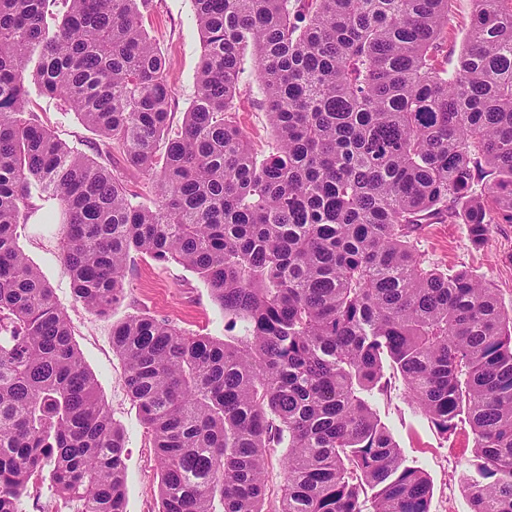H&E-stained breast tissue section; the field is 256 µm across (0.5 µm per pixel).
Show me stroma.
I'll use <instances>...</instances> for the list:
<instances>
[{"mask_svg": "<svg viewBox=\"0 0 512 512\" xmlns=\"http://www.w3.org/2000/svg\"><path fill=\"white\" fill-rule=\"evenodd\" d=\"M143 27L162 51L172 87L171 120L180 127L196 92V71L202 40L194 19L192 0H153ZM471 0H451L448 25L441 38L438 65L453 70L470 27ZM30 109L40 123L70 147L95 156L98 136L58 99L39 90L30 92ZM235 120L257 155L274 142L268 123L263 86L255 58L245 54L234 100ZM51 206H37L18 229V244L48 281L55 301L73 327V339L87 367L98 379L101 398L122 425L128 457V512H159L160 471L150 436L125 386V367L112 347V325L125 317L148 313L194 334L223 336L224 313L213 302L206 285L192 271L177 264L159 265L145 255H133L126 272L124 297L106 318L79 302L64 269L58 227L51 224ZM416 247L426 265L453 270L467 268L494 288L505 307H512V224H493L481 245L472 244L466 225L426 224ZM375 405L408 464L420 467L433 486L431 512H469L460 477L471 457L474 439L469 427L443 437L405 397L399 374L390 377L387 395Z\"/></svg>", "mask_w": 512, "mask_h": 512, "instance_id": "1", "label": "stroma"}]
</instances>
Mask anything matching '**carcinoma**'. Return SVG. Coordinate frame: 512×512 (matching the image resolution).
<instances>
[{
    "instance_id": "obj_1",
    "label": "carcinoma",
    "mask_w": 512,
    "mask_h": 512,
    "mask_svg": "<svg viewBox=\"0 0 512 512\" xmlns=\"http://www.w3.org/2000/svg\"><path fill=\"white\" fill-rule=\"evenodd\" d=\"M51 2L0 0V512L44 484L68 512H126L123 430L17 242L33 187L94 314L122 300L133 254L191 270L224 312L222 338L150 314L112 326L160 512H431L373 405L389 367L439 434L473 433L470 512H512V309L413 243L446 219L481 244L489 203L512 224V0H473L451 73L448 0H193L203 54L176 131L151 0H64L50 24ZM249 48L277 134L261 159L231 118ZM31 84L155 200L26 111ZM127 184L132 202H144L149 204L154 199L153 189L147 178L139 171H128ZM284 453L283 448H278L277 452L271 455L268 464V486H269V501L274 503L279 488L283 482V470L281 466V459Z\"/></svg>"
}]
</instances>
